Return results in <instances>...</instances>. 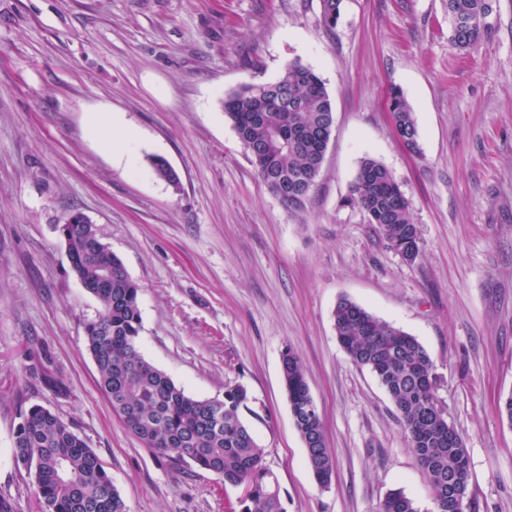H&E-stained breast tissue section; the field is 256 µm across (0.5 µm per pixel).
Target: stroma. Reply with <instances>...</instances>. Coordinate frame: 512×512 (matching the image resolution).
<instances>
[{
    "label": "stroma",
    "mask_w": 512,
    "mask_h": 512,
    "mask_svg": "<svg viewBox=\"0 0 512 512\" xmlns=\"http://www.w3.org/2000/svg\"><path fill=\"white\" fill-rule=\"evenodd\" d=\"M474 51L448 0H0V500L38 512L13 461L21 412L41 405L99 455L130 512H239L242 488L158 456L100 390L84 325L99 304L56 229L83 213L141 288L144 357L198 399L244 386V420L286 512H377L393 490L435 512L396 409L334 329L347 298L415 336L462 432L476 512H512V0ZM323 79L335 121L306 207L259 178L223 100L292 63ZM418 152L397 141L390 90ZM119 113L141 141L128 167L93 138ZM179 178H158L149 157ZM400 184L420 256L389 249L348 205L364 159ZM301 358L335 458L316 483L282 382ZM389 112L398 139L402 140L409 151L417 152L418 131L416 120L409 102L402 93L393 92L391 94Z\"/></svg>",
    "instance_id": "stroma-1"
}]
</instances>
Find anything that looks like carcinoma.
I'll return each mask as SVG.
<instances>
[{
  "label": "carcinoma",
  "mask_w": 512,
  "mask_h": 512,
  "mask_svg": "<svg viewBox=\"0 0 512 512\" xmlns=\"http://www.w3.org/2000/svg\"><path fill=\"white\" fill-rule=\"evenodd\" d=\"M494 2L448 0L457 46L474 49L490 35L492 27L478 19L493 14ZM341 4L342 0H321L326 26L336 24ZM389 112L396 136L409 151H417L416 120L402 93L391 94ZM224 115L250 151L265 185L287 183L288 193L279 199L291 210L304 209L334 123L332 102L320 76L295 62L272 82L240 85L224 99ZM347 202L377 225L390 249L406 248L419 257L408 200L382 163L371 158L361 163ZM57 231L73 273L100 305L98 315L85 324L87 348L99 386L127 429L161 457L192 464L226 485L243 488L239 512H284L269 480L264 450L243 420L247 390L228 385L221 399L186 394L141 353V288L101 243L95 225L60 224ZM334 321L341 347L376 377L392 400L438 512H448L451 499L472 503L467 448L439 403L435 366L422 343L346 298L336 305ZM282 375L290 408L300 415L295 426L308 467L318 485L326 488L334 457L321 415L306 414L310 388L305 368L291 349L283 355ZM13 457L31 477L41 512H128L94 449L42 406L20 414ZM378 512L419 510L413 499L393 490Z\"/></svg>",
  "instance_id": "cac0c4a2"
}]
</instances>
